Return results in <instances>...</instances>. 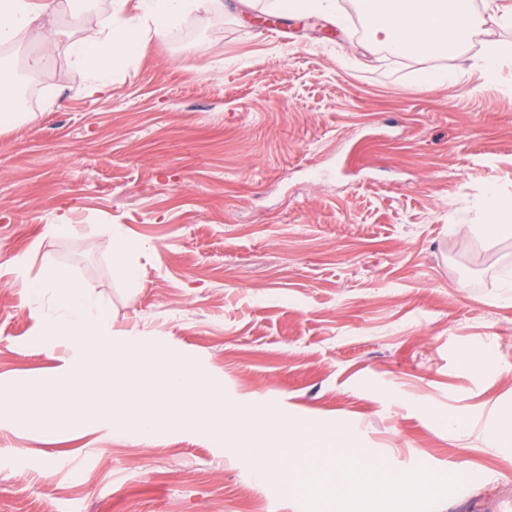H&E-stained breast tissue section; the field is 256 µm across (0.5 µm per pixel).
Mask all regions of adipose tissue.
<instances>
[{"label": "adipose tissue", "instance_id": "ef3b65f1", "mask_svg": "<svg viewBox=\"0 0 512 512\" xmlns=\"http://www.w3.org/2000/svg\"><path fill=\"white\" fill-rule=\"evenodd\" d=\"M359 5L372 45L399 56L437 51L462 56L487 21L484 14L474 11L472 0H359ZM196 6L197 0H113L110 14L97 19L73 44L77 62L90 75L86 95L106 91L104 63L137 57L148 42L177 27ZM55 9L56 0H0V44L23 34L39 48L26 59L29 69H39L64 37L61 29L42 22ZM106 230L117 253L114 276L128 287H137L139 269L128 256L139 249V242L124 225L110 224Z\"/></svg>", "mask_w": 512, "mask_h": 512}]
</instances>
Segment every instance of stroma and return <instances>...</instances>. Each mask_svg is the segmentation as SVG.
<instances>
[{
    "label": "stroma",
    "instance_id": "obj_1",
    "mask_svg": "<svg viewBox=\"0 0 512 512\" xmlns=\"http://www.w3.org/2000/svg\"><path fill=\"white\" fill-rule=\"evenodd\" d=\"M272 3L205 0L103 94L65 43L35 73L25 120L0 126V383L34 392L69 362L39 331L53 298L32 311L22 286L63 269L113 334L195 362L225 404L463 479L428 512L510 503L512 444L483 431L512 413V235L487 229L490 195L512 197V69L491 80L481 60L512 54V28L406 58L371 44L356 0L335 25ZM57 4L76 38L112 2ZM109 224L141 244L136 290L112 274ZM259 467L237 434L10 421L0 512H306Z\"/></svg>",
    "mask_w": 512,
    "mask_h": 512
}]
</instances>
